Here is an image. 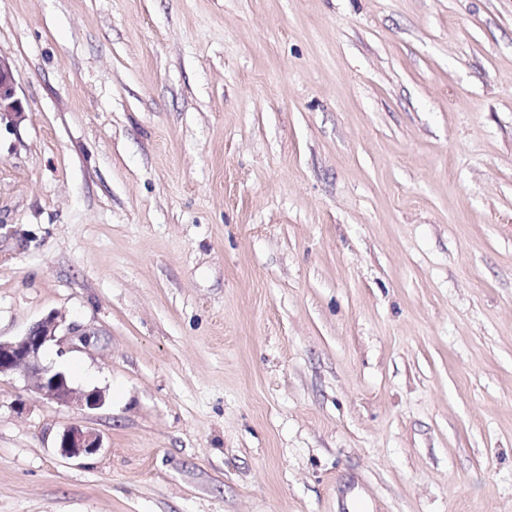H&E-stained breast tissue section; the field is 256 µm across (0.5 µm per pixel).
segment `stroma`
I'll return each instance as SVG.
<instances>
[{"label":"stroma","mask_w":512,"mask_h":512,"mask_svg":"<svg viewBox=\"0 0 512 512\" xmlns=\"http://www.w3.org/2000/svg\"><path fill=\"white\" fill-rule=\"evenodd\" d=\"M0 57V336L105 397L0 378V512H512V0H0ZM18 79L10 65L0 58V125L3 120L17 125L24 117L21 101L16 97ZM61 324L56 313H48L22 335L11 339L0 336V378L23 375L46 399L58 403H75L83 409H96L103 404L100 390L73 388L65 373L43 365L41 353L54 340ZM102 447L100 436L92 430L79 425H72L64 429L58 439L57 448L66 458H78L95 454Z\"/></svg>","instance_id":"35a3bbf8"}]
</instances>
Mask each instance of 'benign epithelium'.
<instances>
[{
  "label": "benign epithelium",
  "mask_w": 512,
  "mask_h": 512,
  "mask_svg": "<svg viewBox=\"0 0 512 512\" xmlns=\"http://www.w3.org/2000/svg\"><path fill=\"white\" fill-rule=\"evenodd\" d=\"M18 79L10 65L0 59V122L16 125L24 117L21 101L16 97ZM61 324L59 316L48 313L30 326L22 335L11 339L0 338V377L23 375L46 399L58 403H75L83 409H96L103 404L100 390L73 388L65 373L53 370L41 361L45 345L54 340ZM57 448L66 458L91 455L102 448L100 436L79 425L64 429Z\"/></svg>",
  "instance_id": "obj_1"
}]
</instances>
